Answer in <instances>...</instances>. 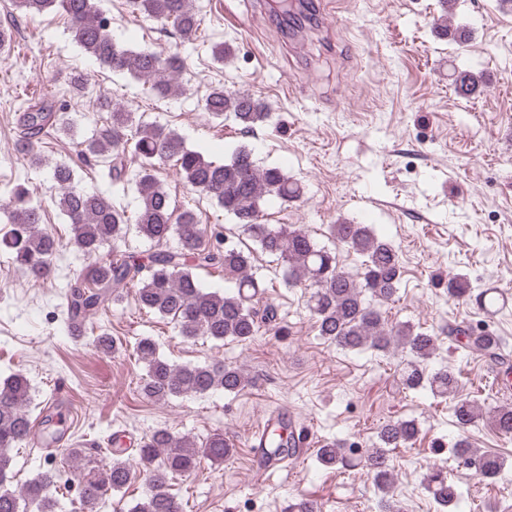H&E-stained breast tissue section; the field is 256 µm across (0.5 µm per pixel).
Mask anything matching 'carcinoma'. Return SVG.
Here are the masks:
<instances>
[{"mask_svg": "<svg viewBox=\"0 0 512 512\" xmlns=\"http://www.w3.org/2000/svg\"><path fill=\"white\" fill-rule=\"evenodd\" d=\"M98 2L15 0V6L30 17L52 9L61 12L67 19L72 42L100 65L144 81L151 92L164 98L183 94L185 88L177 81L182 68L180 59L163 57L151 50L133 51L116 42L112 38L111 20ZM126 4L133 13L171 24L185 41L193 40L197 33L199 19L191 0H126ZM97 106L98 111L108 113V119L93 139L83 143L80 155L87 162L108 159V176L114 181L125 176L128 154L138 158L140 205L132 220L116 207L112 198L76 189L73 168L67 163L56 164V205L69 220L70 243L91 257L105 246L116 244L133 228L158 245L175 237L180 247L151 252L145 257L123 253L91 265L85 275L86 288L66 296L62 310L66 326L90 310L122 303L128 288L133 290L139 309L171 319L186 339L203 336L248 344L262 327L276 321V309L260 304L265 286L252 272V252L206 244V227L200 224L196 213L186 209L177 214L171 209L169 195L158 182L154 169L156 164L172 160L191 189L232 215L261 252L281 259L284 286L308 283V308L320 336L341 350L403 356L400 376L404 389L428 390L437 398L450 400L459 430L454 461L474 469L484 479L499 476L505 459L473 447L465 437L482 417L480 406L459 397L454 369L429 368L437 338L409 322L392 325L384 316L383 307L396 297L402 276L399 253L391 242L377 237L367 224L329 225L330 236L360 259V271L352 275L339 265L336 253L319 246L305 227H271L262 222V204L267 197L288 203L299 200L303 194L301 186L281 169L258 168L245 147L236 149L222 164L208 161L200 152L187 148L176 133L142 121L135 112L112 102L108 96L99 97ZM203 107L214 118L229 115L246 131L265 124L271 117L261 100L245 93H228L222 86L209 90ZM21 112L19 150L31 164L40 165L43 139L70 130L68 103L50 92L26 101ZM9 221L13 224L10 247L15 264L35 278L49 277L60 241L42 227L41 208L33 203L28 191L18 188L13 192ZM208 269L224 273V280L232 283L233 289L221 292L203 288L198 271ZM471 296L488 314L502 309L492 289L476 293L466 278L448 277V297ZM448 341L469 356L494 362L503 376L512 374V359L502 337L494 332L455 323L448 325ZM135 353L146 367L139 389L155 402L216 390L238 393L248 383L242 369L234 366L172 365L159 356L157 343L150 337L138 341ZM30 401V385L25 376L14 374L0 385V512H55L52 490L57 488L61 473L53 456L45 459L24 491L17 493L7 488L14 468L12 452L28 442L33 433ZM489 419L498 433L512 435L511 406L490 411ZM419 432L413 419L385 424L364 456L377 492L386 497L384 512H402L397 502L387 499L393 482L388 452L413 444ZM137 452L146 468V490L129 512H183L182 502L171 492L172 480L194 471L202 456L215 463L224 462L232 448L222 432L199 443L189 437L176 439L167 429L158 428L141 441ZM298 453L292 423L280 421L278 429L269 433V447L262 449L260 455L283 462ZM316 459L325 467L348 463L345 446L334 441L323 442L316 449ZM131 477L129 462L121 459L112 460L103 471L92 468L76 482L78 499L91 512L99 502L121 491ZM424 487L440 506L455 505L460 500L458 487L441 468L429 471Z\"/></svg>", "mask_w": 512, "mask_h": 512, "instance_id": "carcinoma-1", "label": "carcinoma"}]
</instances>
